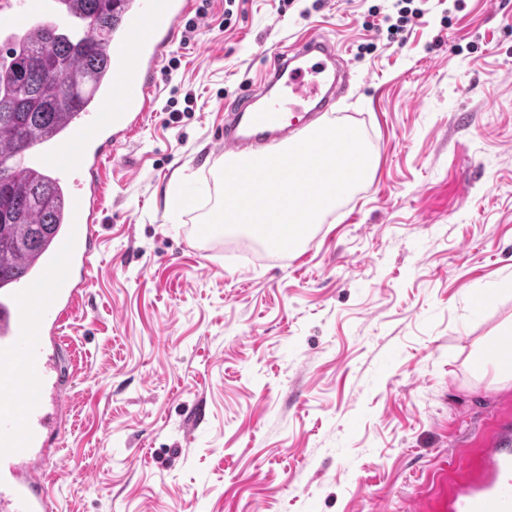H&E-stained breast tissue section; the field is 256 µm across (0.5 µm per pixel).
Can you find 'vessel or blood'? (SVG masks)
<instances>
[{
  "label": "vessel or blood",
  "instance_id": "b4317fda",
  "mask_svg": "<svg viewBox=\"0 0 512 512\" xmlns=\"http://www.w3.org/2000/svg\"><path fill=\"white\" fill-rule=\"evenodd\" d=\"M196 0H135L112 48L110 77L86 112L35 149L32 162L67 193L65 226L30 276L0 290V512H52L42 467L62 438L68 376L57 335L88 288L97 261L99 175L117 146L150 112L157 73ZM71 26L61 0H0V32L28 26L32 15ZM350 76L334 44L320 35L273 54L263 88L225 98L224 152L275 153L288 139L287 115H324ZM419 512H512V427L490 432L477 464L461 471L444 458L427 478Z\"/></svg>",
  "mask_w": 512,
  "mask_h": 512
}]
</instances>
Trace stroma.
<instances>
[{
    "instance_id": "obj_1",
    "label": "stroma",
    "mask_w": 512,
    "mask_h": 512,
    "mask_svg": "<svg viewBox=\"0 0 512 512\" xmlns=\"http://www.w3.org/2000/svg\"><path fill=\"white\" fill-rule=\"evenodd\" d=\"M384 0H224L174 42L143 126L106 161L100 262L60 335L69 371L54 512H415L512 386L476 365L512 323V0H423L404 45ZM353 80L335 116L377 168L298 249L199 237L224 99L310 31ZM193 205L166 209L174 178ZM488 305H476L477 297Z\"/></svg>"
}]
</instances>
